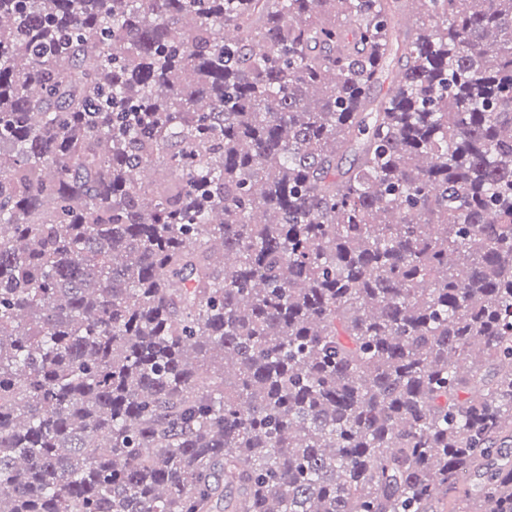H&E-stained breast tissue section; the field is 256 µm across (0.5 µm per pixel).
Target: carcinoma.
Returning a JSON list of instances; mask_svg holds the SVG:
<instances>
[{"label":"carcinoma","instance_id":"obj_1","mask_svg":"<svg viewBox=\"0 0 512 512\" xmlns=\"http://www.w3.org/2000/svg\"><path fill=\"white\" fill-rule=\"evenodd\" d=\"M400 2L0 0V512H512V0Z\"/></svg>","mask_w":512,"mask_h":512}]
</instances>
